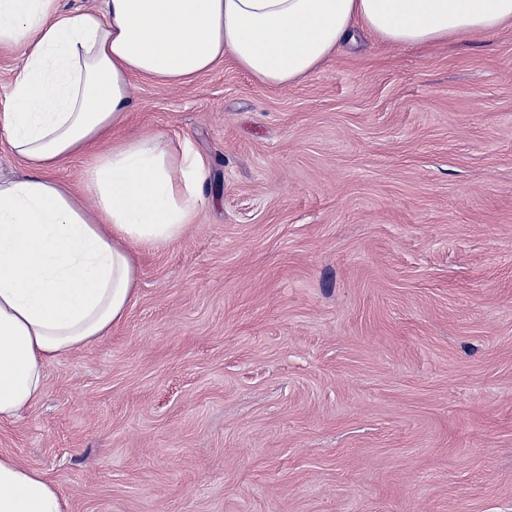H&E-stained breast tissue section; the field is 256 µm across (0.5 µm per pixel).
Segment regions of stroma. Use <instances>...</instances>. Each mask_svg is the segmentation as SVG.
Wrapping results in <instances>:
<instances>
[{
  "mask_svg": "<svg viewBox=\"0 0 512 512\" xmlns=\"http://www.w3.org/2000/svg\"><path fill=\"white\" fill-rule=\"evenodd\" d=\"M130 110L206 204L0 453L65 512H512V25Z\"/></svg>",
  "mask_w": 512,
  "mask_h": 512,
  "instance_id": "35a3bbf8",
  "label": "stroma"
}]
</instances>
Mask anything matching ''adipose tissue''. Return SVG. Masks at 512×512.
Masks as SVG:
<instances>
[{"label":"adipose tissue","mask_w":512,"mask_h":512,"mask_svg":"<svg viewBox=\"0 0 512 512\" xmlns=\"http://www.w3.org/2000/svg\"><path fill=\"white\" fill-rule=\"evenodd\" d=\"M512 25V0H0V46L25 65L0 125L27 165L0 178V422L38 402L49 361L121 323L137 257L180 240L205 200V163L164 135L116 137L132 80L178 83L231 60L266 86L305 79L364 27L419 47ZM87 155L81 188L51 172ZM0 512H64L40 470L0 454Z\"/></svg>","instance_id":"1"}]
</instances>
